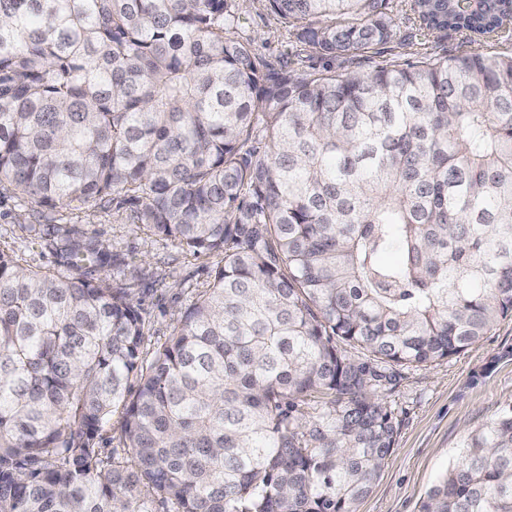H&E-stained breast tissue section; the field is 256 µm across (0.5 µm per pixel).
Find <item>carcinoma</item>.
<instances>
[{
	"label": "carcinoma",
	"instance_id": "carcinoma-1",
	"mask_svg": "<svg viewBox=\"0 0 512 512\" xmlns=\"http://www.w3.org/2000/svg\"><path fill=\"white\" fill-rule=\"evenodd\" d=\"M233 2L0 0V194L115 200L224 254L145 365L129 287L79 274L119 255L0 251V512H355L397 434L378 387L512 318V54L338 73L393 42L386 0H267L326 62L301 71L235 36ZM410 9L512 28V0ZM419 512H512V405Z\"/></svg>",
	"mask_w": 512,
	"mask_h": 512
}]
</instances>
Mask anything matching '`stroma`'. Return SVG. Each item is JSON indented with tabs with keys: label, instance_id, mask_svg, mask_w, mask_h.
Instances as JSON below:
<instances>
[{
	"label": "stroma",
	"instance_id": "35a3bbf8",
	"mask_svg": "<svg viewBox=\"0 0 512 512\" xmlns=\"http://www.w3.org/2000/svg\"><path fill=\"white\" fill-rule=\"evenodd\" d=\"M397 33L374 57L388 63L423 53L456 55L475 49L489 56L512 52V36L466 41L454 31L421 30L408 0H387ZM269 60L308 70L315 59L291 43L267 0H248L238 28ZM91 239L123 258L120 266L88 263L82 270L97 280L126 282L143 317L141 358L151 362L184 312L204 291L220 255L195 257L176 241L135 224L126 206L48 211L21 195L0 194V250L31 269L64 270L60 249L66 237ZM397 382L382 392L398 425L395 446L358 512H418L429 490L455 462L464 436L512 404V319L498 322L465 352L427 366L403 367Z\"/></svg>",
	"mask_w": 512,
	"mask_h": 512
}]
</instances>
